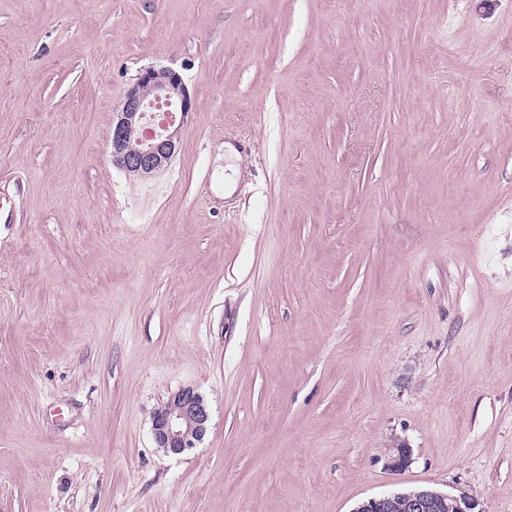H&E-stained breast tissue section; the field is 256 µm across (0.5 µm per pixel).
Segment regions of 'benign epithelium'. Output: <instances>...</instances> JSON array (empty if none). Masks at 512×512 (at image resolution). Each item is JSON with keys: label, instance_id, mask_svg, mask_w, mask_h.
<instances>
[{"label": "benign epithelium", "instance_id": "1", "mask_svg": "<svg viewBox=\"0 0 512 512\" xmlns=\"http://www.w3.org/2000/svg\"><path fill=\"white\" fill-rule=\"evenodd\" d=\"M175 107L178 126L167 134L148 135L142 131L147 93ZM192 112V99L181 73L173 68L153 66L141 70L126 89L120 109L114 113L110 144L112 162L121 169L138 168L145 176L166 169L179 150L180 127ZM210 409L194 388L184 387L172 394L152 417V435L157 447L172 455L196 448L205 436ZM389 466L394 471L408 467L412 449L404 442L390 449ZM477 502L465 495L423 489L410 494L388 493L368 499L357 512H476Z\"/></svg>", "mask_w": 512, "mask_h": 512}]
</instances>
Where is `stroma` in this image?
<instances>
[{
	"instance_id": "1",
	"label": "stroma",
	"mask_w": 512,
	"mask_h": 512,
	"mask_svg": "<svg viewBox=\"0 0 512 512\" xmlns=\"http://www.w3.org/2000/svg\"><path fill=\"white\" fill-rule=\"evenodd\" d=\"M149 66L195 108L140 178ZM420 488L512 512V0H0V512ZM148 92L155 100L174 105L179 122L173 131L151 135L140 132L145 114L146 121L151 124L156 109L161 107L152 104L146 112L150 103ZM191 112V95L179 71L153 66L142 69L136 81L124 92L119 111L114 112L110 136L113 164L137 176H149L166 169L179 150V130ZM210 422L205 398L193 387L172 394L152 417V435L157 448L183 455L197 448Z\"/></svg>"
}]
</instances>
